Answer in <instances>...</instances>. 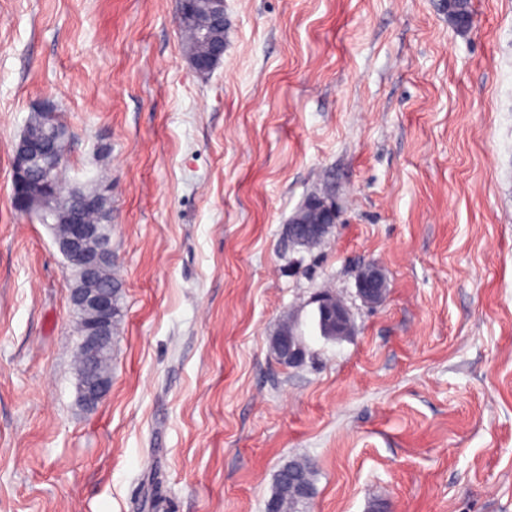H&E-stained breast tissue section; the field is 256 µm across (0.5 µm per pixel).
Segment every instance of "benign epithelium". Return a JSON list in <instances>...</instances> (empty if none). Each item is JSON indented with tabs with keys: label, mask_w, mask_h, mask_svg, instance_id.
<instances>
[{
	"label": "benign epithelium",
	"mask_w": 512,
	"mask_h": 512,
	"mask_svg": "<svg viewBox=\"0 0 512 512\" xmlns=\"http://www.w3.org/2000/svg\"><path fill=\"white\" fill-rule=\"evenodd\" d=\"M224 28V0H212V7L200 23V35L214 43V51L207 59L189 58L191 65L199 72L206 71L219 63L224 52V41L219 31ZM31 165L30 144L24 140L16 147L13 158V181L17 185L27 182ZM321 223L305 224L296 218L288 224V237L299 242L319 243L331 232L336 223V211L327 205L321 208ZM98 235L95 224H71L66 234L55 237L58 251L66 264H76L81 269L82 285L70 289L69 297L73 308L81 311L86 320V330L81 337V347L88 364L96 362L102 350L112 345V294L101 287L96 279L97 268L112 260L108 248L90 249V242ZM357 296L366 304L377 306L386 297L387 280L381 266L369 263L357 270L355 276ZM316 311L322 318L327 335L352 336L354 326L347 306L340 299L327 292L314 298ZM276 356L279 362L288 367H295L303 362L305 345L297 331L295 321L288 324V333L275 341ZM111 382L103 381L92 374L81 378L78 386L79 399L88 409H94L109 391ZM280 479L289 484L297 494L308 493L307 486L300 476L291 469L279 471Z\"/></svg>",
	"instance_id": "obj_1"
}]
</instances>
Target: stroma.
<instances>
[{
  "label": "stroma",
  "instance_id": "obj_1",
  "mask_svg": "<svg viewBox=\"0 0 512 512\" xmlns=\"http://www.w3.org/2000/svg\"><path fill=\"white\" fill-rule=\"evenodd\" d=\"M225 0L196 72L178 0H0V512H512V0ZM55 104L67 184L112 188V388L79 402L48 225L15 145ZM336 204L306 251L287 224ZM379 263L378 306L355 271ZM355 334L312 324L315 293ZM297 316L307 357L270 338ZM199 29L203 39L215 44L212 55L207 59L189 58L190 55L207 57L211 53V48L207 41L195 39L190 27L181 30L184 34L185 52L191 65L197 71L203 72L219 63L224 52V40L219 37V31L224 30V0H212V7L208 14L203 17ZM30 165V144L27 141L21 140L16 147L13 158V181L16 185H22L27 182ZM288 465L293 470L297 471L302 480L308 485L310 489L309 496L305 498H298L295 496L292 489L277 480L276 474L275 486L270 499L274 498L278 500L280 504V512H300V507L310 501V499H312L313 495L315 494V466L309 459L300 458L289 460L287 463L281 466V468H287L288 470H280L281 468L279 469L280 471L278 470L280 479L283 482L289 484L298 495H307L308 488L303 483L300 476L288 468Z\"/></svg>",
  "mask_w": 512,
  "mask_h": 512
}]
</instances>
